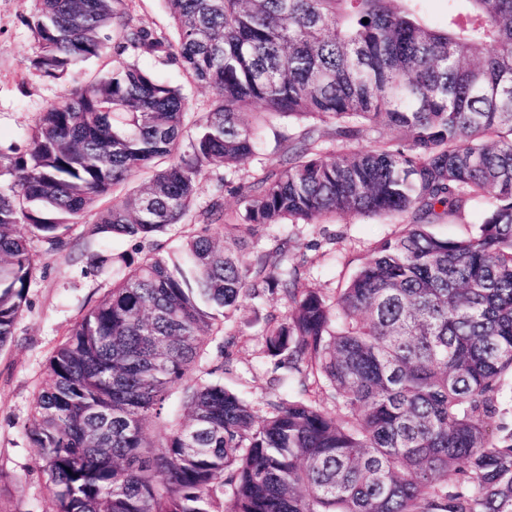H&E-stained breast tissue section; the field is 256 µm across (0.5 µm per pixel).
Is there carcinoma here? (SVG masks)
<instances>
[{
	"mask_svg": "<svg viewBox=\"0 0 512 512\" xmlns=\"http://www.w3.org/2000/svg\"><path fill=\"white\" fill-rule=\"evenodd\" d=\"M122 2L39 0L32 65L61 76L116 30L213 95L186 137L181 88L118 63L0 152V351L38 246L65 250L88 214L90 235L135 242L86 254L112 288L49 356L25 426L49 512H512V425L494 424L512 378V0H448L444 27L423 0H165L174 43ZM277 118L307 124L277 136L279 167L234 182ZM207 168L224 176L165 257ZM476 200L472 234L428 230ZM344 214L403 224L332 299L299 287L292 237L259 245ZM268 293L284 311L265 353L297 396L278 378L261 412L224 388V356L242 301Z\"/></svg>",
	"mask_w": 512,
	"mask_h": 512,
	"instance_id": "obj_1",
	"label": "carcinoma"
}]
</instances>
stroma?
<instances>
[{
  "label": "stroma",
  "mask_w": 512,
  "mask_h": 512,
  "mask_svg": "<svg viewBox=\"0 0 512 512\" xmlns=\"http://www.w3.org/2000/svg\"><path fill=\"white\" fill-rule=\"evenodd\" d=\"M37 0H0V146L24 148L37 113L69 97L94 77L101 62L88 61L77 71L53 79L31 65L38 41L30 23ZM134 24L174 39L173 21L164 0H123ZM106 59L138 62L156 76L181 87L191 113L206 111L211 89L192 82L174 60L162 53L108 49ZM398 218L336 217L318 224H291L288 234L298 244L297 260L308 274L302 285L334 296L354 275L361 259L380 240L392 237ZM111 279L84 269L67 253L41 257L28 291L29 303L18 320L10 347L0 352V512H46L50 487L37 467L39 450L25 433L34 396L44 382L48 357L64 340L75 320L110 288ZM247 322L239 326L229 349L231 372L227 388L262 406L272 378L280 370L263 352L262 331L268 312L281 311L278 296L244 302Z\"/></svg>",
  "instance_id": "stroma-1"
}]
</instances>
